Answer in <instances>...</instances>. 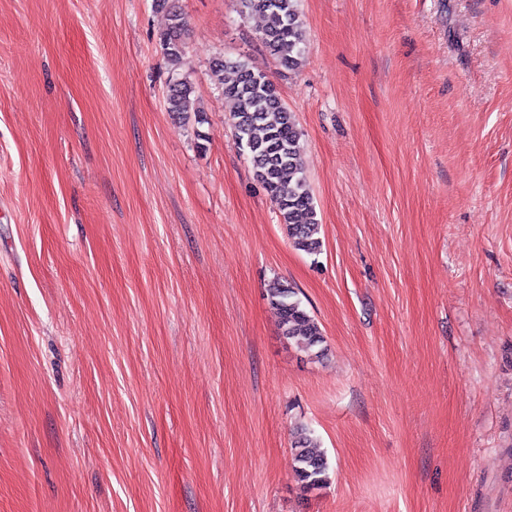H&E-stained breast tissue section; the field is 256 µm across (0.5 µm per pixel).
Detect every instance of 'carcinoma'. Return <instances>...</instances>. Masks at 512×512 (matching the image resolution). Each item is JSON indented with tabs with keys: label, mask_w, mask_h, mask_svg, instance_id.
I'll return each mask as SVG.
<instances>
[{
	"label": "carcinoma",
	"mask_w": 512,
	"mask_h": 512,
	"mask_svg": "<svg viewBox=\"0 0 512 512\" xmlns=\"http://www.w3.org/2000/svg\"><path fill=\"white\" fill-rule=\"evenodd\" d=\"M298 0H236L238 12L258 15L264 24L259 38L269 54L282 66L297 67L305 52V31L297 8ZM168 13L159 45L169 67L166 104L169 112L186 123H205L204 112L196 107L195 87L180 69L184 65L190 38L185 15L170 0H155ZM237 73L224 82V69ZM214 82L231 102V119L236 144L247 152L256 177L278 209L289 243L309 255L321 251L320 224L313 196L304 174L299 148L301 132L296 117L267 74L242 58H216L210 64ZM268 298L279 315L283 334L298 348L311 352L324 342L319 323L302 305L293 288L275 280ZM295 479L307 494L329 481V462L319 449L314 431L303 426L294 442Z\"/></svg>",
	"instance_id": "carcinoma-1"
}]
</instances>
